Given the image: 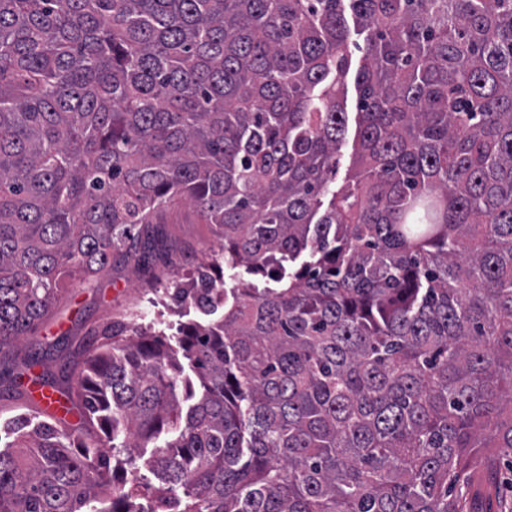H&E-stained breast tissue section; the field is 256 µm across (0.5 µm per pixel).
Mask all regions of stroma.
<instances>
[{"label": "stroma", "instance_id": "1", "mask_svg": "<svg viewBox=\"0 0 512 512\" xmlns=\"http://www.w3.org/2000/svg\"><path fill=\"white\" fill-rule=\"evenodd\" d=\"M158 220L159 237L139 273L116 262L97 277L93 287H84L73 278L64 280L55 310L26 343L27 350L40 352L44 359L41 375L67 387L92 352L108 344L106 332L112 323L133 321L147 289L162 282H188L199 264L221 259V231L216 225L202 223L195 207L184 204L163 211ZM63 336L69 339L68 347L53 349V342ZM15 369L16 379L0 376V424L19 414L36 424L45 421L46 415L28 386L29 370Z\"/></svg>", "mask_w": 512, "mask_h": 512}]
</instances>
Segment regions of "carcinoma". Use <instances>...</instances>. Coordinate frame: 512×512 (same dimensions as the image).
I'll use <instances>...</instances> for the list:
<instances>
[{
	"label": "carcinoma",
	"mask_w": 512,
	"mask_h": 512,
	"mask_svg": "<svg viewBox=\"0 0 512 512\" xmlns=\"http://www.w3.org/2000/svg\"><path fill=\"white\" fill-rule=\"evenodd\" d=\"M181 202L224 271L172 298L222 316L112 328L0 512H141L138 459L153 512H512V0H0V350ZM350 25L349 52L351 54L352 74L349 76L345 94V112L347 114V130L339 144L337 158L339 164L336 169V185L342 184L348 169L355 158V147L357 140V91L354 85V72L359 67L364 55V33L355 29L350 14L348 15Z\"/></svg>",
	"instance_id": "1"
}]
</instances>
